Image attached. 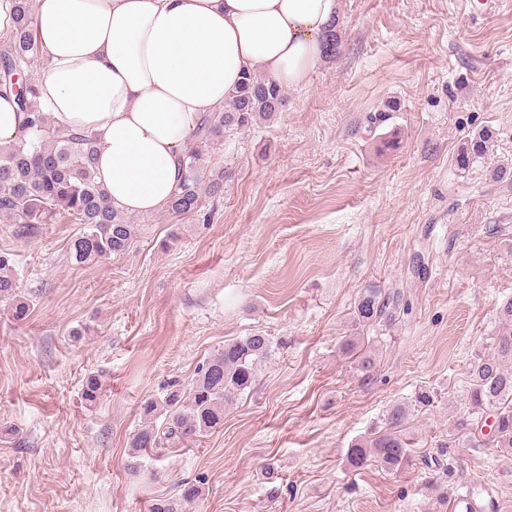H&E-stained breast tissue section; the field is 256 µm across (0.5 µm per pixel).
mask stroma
I'll list each match as a JSON object with an SVG mask.
<instances>
[{
	"label": "stroma",
	"mask_w": 512,
	"mask_h": 512,
	"mask_svg": "<svg viewBox=\"0 0 512 512\" xmlns=\"http://www.w3.org/2000/svg\"><path fill=\"white\" fill-rule=\"evenodd\" d=\"M477 4L342 0L335 57L285 89L271 121L211 148L223 189L203 195L202 217L135 216L124 255L74 264L80 227L63 212L27 233L0 221L33 303L18 324L0 301V427L14 429L0 437V512H150L188 482L202 494L185 512H435L420 471L346 460L397 404L415 460L453 464L454 486L483 484L512 512V454L460 427L469 365L492 352L512 297V179L492 176L512 170V0ZM389 100L397 111L371 123ZM483 128L491 151L458 169ZM368 287L391 299V322L355 320ZM254 332L274 352L223 426L130 470L142 403ZM91 371L106 389L89 408ZM103 376L102 372H89L84 376L80 395L86 406H95L101 399L104 393Z\"/></svg>",
	"instance_id": "1"
}]
</instances>
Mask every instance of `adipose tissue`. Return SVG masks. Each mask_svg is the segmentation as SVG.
Instances as JSON below:
<instances>
[{"label":"adipose tissue","mask_w":512,"mask_h":512,"mask_svg":"<svg viewBox=\"0 0 512 512\" xmlns=\"http://www.w3.org/2000/svg\"><path fill=\"white\" fill-rule=\"evenodd\" d=\"M38 104L90 134L95 176L130 215L168 208L206 113L243 73L305 83L341 0H34Z\"/></svg>","instance_id":"adipose-tissue-1"}]
</instances>
